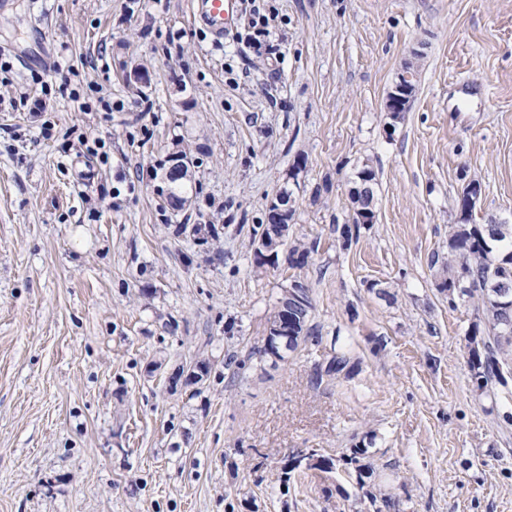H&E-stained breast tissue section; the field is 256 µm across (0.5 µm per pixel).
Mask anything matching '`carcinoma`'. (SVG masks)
<instances>
[{
    "label": "carcinoma",
    "instance_id": "cac0c4a2",
    "mask_svg": "<svg viewBox=\"0 0 512 512\" xmlns=\"http://www.w3.org/2000/svg\"><path fill=\"white\" fill-rule=\"evenodd\" d=\"M482 190L479 179L470 178L458 198L457 221L448 225V256L434 257L430 267H440L446 278L437 287L448 292V303L473 306L477 319L469 329L468 336L482 343V348L467 357L473 371L476 389L488 392L489 384L502 382L505 374L512 371V224L506 221L489 220L486 224L473 223V208L468 198ZM352 211L351 223L343 224L341 234L346 239L357 237L365 226L362 210L367 208L361 196L349 194ZM307 305L304 320L288 321V330L294 334L291 350L309 342H319L311 325L313 305L309 290L302 287ZM350 357L343 351L332 355L323 366H318L315 381L323 376H339L348 373ZM364 448H355L351 454L333 460L321 455L311 463L293 461L286 479L294 473L311 470L322 472L344 467L348 476H356L357 484H363L359 456Z\"/></svg>",
    "mask_w": 512,
    "mask_h": 512
}]
</instances>
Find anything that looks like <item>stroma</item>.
Listing matches in <instances>:
<instances>
[{"mask_svg":"<svg viewBox=\"0 0 512 512\" xmlns=\"http://www.w3.org/2000/svg\"><path fill=\"white\" fill-rule=\"evenodd\" d=\"M12 2L0 512H372L370 491L401 512H512V377L474 387L476 313L429 265L465 176L477 223L512 222V0H273L270 54L214 43L194 0ZM123 61L148 72L142 93ZM179 147L195 168L174 209L156 189ZM300 155L290 233L314 250L258 270L252 226ZM365 165L376 222L346 243ZM294 280L319 342L277 361L260 349ZM337 349L352 373L315 382ZM361 445L362 483L284 477L300 449Z\"/></svg>","mask_w":512,"mask_h":512,"instance_id":"35a3bbf8","label":"stroma"}]
</instances>
